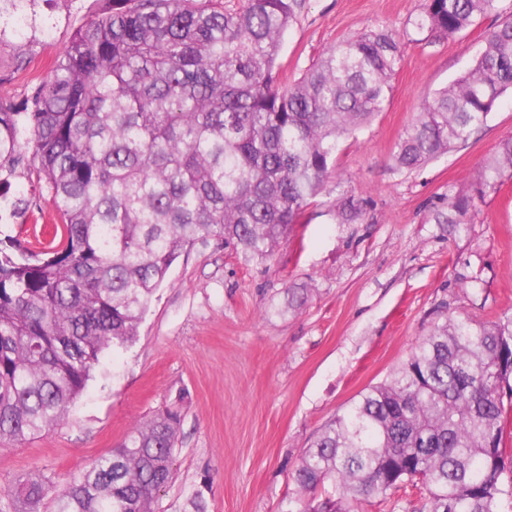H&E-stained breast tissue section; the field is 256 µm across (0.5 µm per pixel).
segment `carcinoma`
<instances>
[{
	"label": "carcinoma",
	"instance_id": "carcinoma-1",
	"mask_svg": "<svg viewBox=\"0 0 512 512\" xmlns=\"http://www.w3.org/2000/svg\"><path fill=\"white\" fill-rule=\"evenodd\" d=\"M35 0H0L3 26ZM297 0H112L79 26L50 80L0 103V178L26 163L60 223L36 248L0 239V444L58 423L102 353L132 343L154 291L198 241L267 259L332 175L340 141L384 110L399 38L370 30L280 76ZM496 14L474 62L426 99L394 146L411 172L468 140L512 90V12L500 0H428L414 25L452 38ZM512 177L502 139L467 189L432 220L463 224ZM368 200L342 196L338 224ZM512 402V315L455 316L322 428L280 512H356L408 486L427 512H500L504 400ZM181 414L138 424L55 493L36 476L0 493V512H153L173 478ZM330 485L336 496L318 498Z\"/></svg>",
	"mask_w": 512,
	"mask_h": 512
}]
</instances>
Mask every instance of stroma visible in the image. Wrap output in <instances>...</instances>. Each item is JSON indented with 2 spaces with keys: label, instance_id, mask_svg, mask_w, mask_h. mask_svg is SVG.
Instances as JSON below:
<instances>
[{
  "label": "stroma",
  "instance_id": "35a3bbf8",
  "mask_svg": "<svg viewBox=\"0 0 512 512\" xmlns=\"http://www.w3.org/2000/svg\"><path fill=\"white\" fill-rule=\"evenodd\" d=\"M428 0H298L279 63L297 80L330 46L391 29L403 61L383 112L344 140L335 175L266 260L215 240L173 265L135 341L105 351L63 419L27 441L0 445V491L40 473L55 486L120 445L168 406L182 411L175 477L154 512H279L292 474L322 427L366 387L383 381L419 338L447 317L512 314V178L478 202L467 224L432 221L448 191L470 184L498 143L512 136V95L465 143L413 172L397 171L393 148L422 101L478 55L487 16L451 38L416 29ZM111 0H61L50 33L0 46V101L24 107L48 83L73 31ZM363 196L364 219L330 216L340 194ZM32 207L11 217L13 202ZM9 224H53L50 196L21 177L0 196ZM304 288L301 307L288 291Z\"/></svg>",
  "mask_w": 512,
  "mask_h": 512
}]
</instances>
